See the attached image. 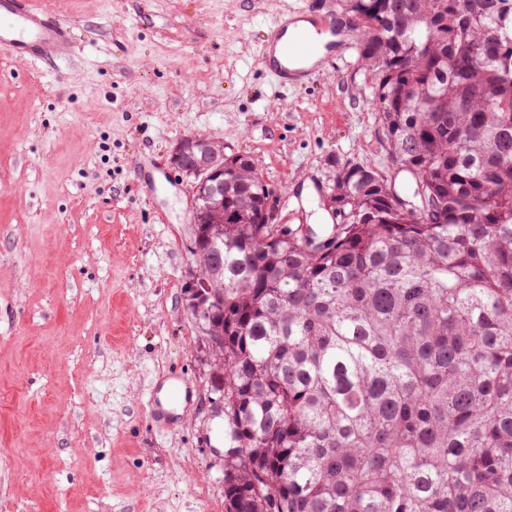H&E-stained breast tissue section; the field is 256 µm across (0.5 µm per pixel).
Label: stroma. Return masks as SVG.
Wrapping results in <instances>:
<instances>
[{"label":"stroma","mask_w":512,"mask_h":512,"mask_svg":"<svg viewBox=\"0 0 512 512\" xmlns=\"http://www.w3.org/2000/svg\"><path fill=\"white\" fill-rule=\"evenodd\" d=\"M79 53H0V512H224V419L184 286L200 135L250 156L279 221L306 224L345 163H382L348 26L310 83L278 87L270 26L336 0H39ZM177 421L151 412L170 371Z\"/></svg>","instance_id":"obj_1"}]
</instances>
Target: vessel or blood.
<instances>
[{
    "mask_svg": "<svg viewBox=\"0 0 512 512\" xmlns=\"http://www.w3.org/2000/svg\"><path fill=\"white\" fill-rule=\"evenodd\" d=\"M309 32L286 35L284 26L274 27L263 46L265 67L280 83L319 75L331 51ZM0 51L33 62L61 60L74 52L73 26L53 11L39 7L37 0H0Z\"/></svg>",
    "mask_w": 512,
    "mask_h": 512,
    "instance_id": "1",
    "label": "vessel or blood"
}]
</instances>
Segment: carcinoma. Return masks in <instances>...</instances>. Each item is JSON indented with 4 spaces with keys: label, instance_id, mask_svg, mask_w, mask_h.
<instances>
[{
    "label": "carcinoma",
    "instance_id": "1",
    "mask_svg": "<svg viewBox=\"0 0 512 512\" xmlns=\"http://www.w3.org/2000/svg\"><path fill=\"white\" fill-rule=\"evenodd\" d=\"M471 2L339 0L407 187L346 165L279 232L238 155L192 208L225 512H512V0Z\"/></svg>",
    "mask_w": 512,
    "mask_h": 512
}]
</instances>
